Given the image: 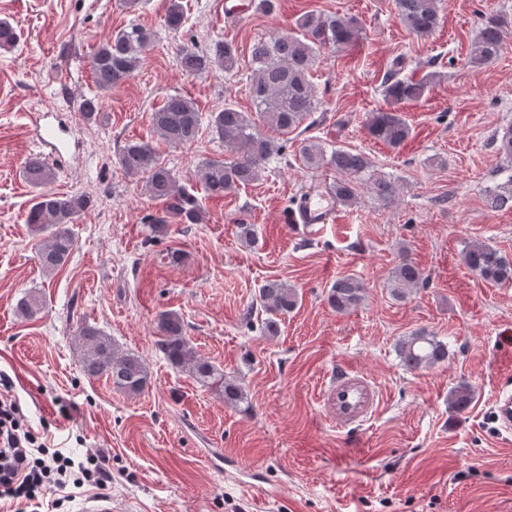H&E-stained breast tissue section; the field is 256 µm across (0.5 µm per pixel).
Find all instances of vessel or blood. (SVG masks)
Listing matches in <instances>:
<instances>
[{"label": "vessel or blood", "mask_w": 512, "mask_h": 512, "mask_svg": "<svg viewBox=\"0 0 512 512\" xmlns=\"http://www.w3.org/2000/svg\"><path fill=\"white\" fill-rule=\"evenodd\" d=\"M29 131L36 137L39 146L51 158L66 163L76 153L69 130L62 125H53L46 112H35L30 116ZM338 214V205L326 183L316 182L295 199L290 212L294 224H331ZM322 407L335 423L337 429L349 430L361 427L379 408L381 393L375 384L362 372L345 368L329 377L322 395ZM499 430L512 432V387L503 386L494 405Z\"/></svg>", "instance_id": "vessel-or-blood-1"}]
</instances>
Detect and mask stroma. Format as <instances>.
Listing matches in <instances>:
<instances>
[{
  "label": "stroma",
  "instance_id": "obj_1",
  "mask_svg": "<svg viewBox=\"0 0 512 512\" xmlns=\"http://www.w3.org/2000/svg\"><path fill=\"white\" fill-rule=\"evenodd\" d=\"M181 4L185 23L171 31L170 0H0V19L20 31L13 48L0 49V382L50 450L103 453L105 492L131 512H512V435L491 422L512 376V284L487 283L463 261L474 242L512 260V208L489 204L512 177L496 142L512 125V0H439L440 24L423 38L399 20L394 0H275L272 12L239 21L220 17L218 0ZM306 13L355 18L358 43L317 55L318 108L278 136L283 150L261 180L208 197L198 171L227 157L223 141L205 125L192 145L159 142L152 112L170 94L205 116L228 103L253 112L250 45L291 32ZM490 13L505 21V48L474 67L470 43ZM132 23L153 32L143 64L99 92L90 58ZM217 40L239 48L232 72L182 73L178 46ZM398 57L407 73L435 80L400 106L411 133L394 148L370 139L363 122L384 107L381 82ZM95 95L102 109L88 121L81 103ZM37 111L59 114L80 148L77 161L56 167L53 190L94 201L73 226L70 261L54 273L42 270L26 222L33 189L22 169L39 153L27 115ZM307 139L363 152L394 193L382 199L361 182L336 223H287L296 195L337 179L332 168L302 164ZM139 140L156 142L201 204V223L151 236L161 205L145 177L118 163L121 147ZM242 224L254 226L256 245L239 241ZM404 257L428 284L398 301L392 275ZM346 276L363 283L365 299L339 314L327 294ZM270 280L299 296L274 336L258 303ZM30 291L45 306L26 318L17 304ZM163 311L179 313L198 356L233 376L244 402L226 403L165 359L156 346ZM85 324L142 357L150 382L141 395L83 373L76 336ZM417 333L447 343V359L407 369L398 345ZM348 366L382 393L371 421L350 432L318 400L327 377ZM462 382L473 399L456 412L449 393ZM92 491L68 483L28 504L0 500V512H73Z\"/></svg>",
  "mask_w": 512,
  "mask_h": 512
}]
</instances>
